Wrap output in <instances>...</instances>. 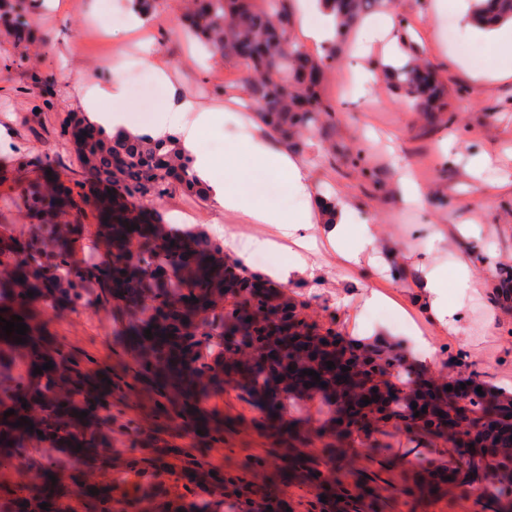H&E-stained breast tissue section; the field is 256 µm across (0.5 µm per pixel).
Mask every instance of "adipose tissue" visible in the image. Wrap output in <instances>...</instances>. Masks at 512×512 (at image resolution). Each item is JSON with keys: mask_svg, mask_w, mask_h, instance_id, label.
I'll list each match as a JSON object with an SVG mask.
<instances>
[{"mask_svg": "<svg viewBox=\"0 0 512 512\" xmlns=\"http://www.w3.org/2000/svg\"><path fill=\"white\" fill-rule=\"evenodd\" d=\"M126 96L125 85L116 79L105 87L92 86L81 106L94 121L114 133L155 140L177 137L181 146L191 154L199 181L208 186V196L213 205L240 213L253 224L282 225L285 235L293 238L300 247L315 245V226L308 203L309 173L289 156L286 149L272 140L262 124H255L253 133L242 140L240 152L250 170L282 178L288 184L302 201L297 210L273 208L247 191L227 189L216 179L215 172L223 167L224 162L199 148V134L205 129L221 127L227 118L226 113L199 106L172 89L160 110L146 121L133 109L125 107ZM422 288L437 319L448 326H455L458 312L471 288L467 266L459 265L449 271L433 269L423 281Z\"/></svg>", "mask_w": 512, "mask_h": 512, "instance_id": "adipose-tissue-1", "label": "adipose tissue"}]
</instances>
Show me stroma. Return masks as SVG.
Listing matches in <instances>:
<instances>
[{"label":"stroma","mask_w":512,"mask_h":512,"mask_svg":"<svg viewBox=\"0 0 512 512\" xmlns=\"http://www.w3.org/2000/svg\"><path fill=\"white\" fill-rule=\"evenodd\" d=\"M160 11L138 29L117 23L110 37L100 21L111 0H29L40 23L29 41L10 48L0 25V225L32 232L38 219L13 201L16 187L40 179L46 159H53L60 181L72 184L75 146L62 128L75 110L79 90L61 78L69 64L83 69L89 84L127 79L129 71L149 73L146 46L161 52L174 88L198 102L224 107L237 95L245 73L240 65L201 54L196 43L179 32V0H161ZM399 17L397 60L410 48L435 68L448 84L453 108L420 114L407 108L398 91L361 72L382 67V52L365 50L357 32L340 40L336 63L327 69L320 89L330 108L326 134H314L289 153L308 169L313 191L311 208L320 213L321 199L348 207L352 228L369 225L375 232L374 259L343 260L318 229L308 264L311 274L281 281L288 295L331 289L336 326L345 336L372 335L371 294L387 299L389 312L402 315L398 333L443 336L449 344L471 337L470 350L492 386L512 388V307L492 308L480 329L460 319L457 329L438 322L428 307L421 283L432 269L466 264L476 285L474 302H487L499 281L492 270L512 266V78L488 79L473 74L490 62L494 48L463 26L456 8H438L436 0H396ZM488 155L492 164L475 171V158ZM410 169L422 189L420 200L406 199L401 177ZM483 197H474L473 186ZM163 223L185 221L194 228L244 225L242 215L224 211L184 190L156 206ZM444 239L429 245L434 230ZM40 318H53L48 333L67 348L100 366L113 360L111 312L87 315L81 327L69 322L66 310L39 303Z\"/></svg>","instance_id":"stroma-1"}]
</instances>
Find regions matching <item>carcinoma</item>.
I'll list each match as a JSON object with an SVG mask.
<instances>
[{
	"mask_svg": "<svg viewBox=\"0 0 512 512\" xmlns=\"http://www.w3.org/2000/svg\"><path fill=\"white\" fill-rule=\"evenodd\" d=\"M259 2L258 7L254 0H205L198 10L196 0H187L184 32L243 67L245 98L282 142L296 147L303 133L319 130L328 112L318 87L326 61L335 59L336 43L322 58L308 56L291 39L287 0ZM320 3L334 16L342 38L393 0ZM0 19L15 48L38 25L33 18L18 25L15 0H0ZM470 20L479 29L512 20V0H475ZM425 67L416 56L399 68L382 67V80L399 88L416 111L446 112L448 88L434 72L421 78ZM81 128L93 129L95 136L77 139L84 180L76 186L89 182L100 190L111 260L73 258L82 230L67 223L75 207L72 188L56 184L53 174L20 187L19 201L41 224L36 239L11 237L0 248V317L11 321L19 315L28 327L23 344L15 342L17 334L0 331V472L22 466L53 475L56 483L44 496L29 497L15 482L0 480V512H89L71 494L70 482L97 462L99 449L108 446L105 428L115 424L133 437L124 457L132 474L151 477L147 485L134 482L124 489L122 512H418L441 492L451 500L477 497L480 512H512V397L494 394L461 354L449 357L456 376L435 383L398 342L339 337L329 324L305 323L302 309L274 288L273 280L226 258L221 243L195 232L167 234L150 209L153 201L175 189L207 195L190 155L175 139L112 134L84 114L73 116L66 131ZM49 241L54 248H46ZM91 284L94 304L110 310L124 329L115 338L116 366L97 372L96 386L87 393L86 373L94 368L45 334L30 304L45 298L79 311L89 305ZM217 290L228 297V306H212ZM295 323L307 324L308 334L289 331ZM254 340L285 344L288 355L250 354ZM338 347L354 357L336 361ZM22 360L27 371L18 375L15 367ZM328 361L335 367L327 368ZM47 362L53 368L43 369ZM344 366L354 371L357 388L342 402L338 386ZM62 368L71 386L63 413L54 401ZM304 370L316 371L320 381ZM200 376L206 385H196ZM406 380L414 381L407 392ZM228 386L259 409V429L277 444L265 455L241 454L233 472L214 467L208 456L209 449L224 447V430L233 420L221 409L202 406ZM307 398L326 403L321 419L303 415L300 404ZM365 399L370 404H363ZM129 404L148 421L122 419ZM33 405L41 410L33 428L13 426ZM10 409L14 414L4 416ZM82 411L84 418L78 416ZM393 426L435 447L440 457L466 456L474 466L461 464L449 477L434 457L403 464L381 439ZM40 431L81 463L69 480L58 478L59 464L47 465L31 452ZM316 446L322 448L319 457L310 452ZM348 448L370 454L373 467L359 468L343 458ZM395 467L400 482L384 499L380 490ZM288 486L310 487L313 497L293 501L284 496Z\"/></svg>",
	"mask_w": 512,
	"mask_h": 512,
	"instance_id": "cac0c4a2",
	"label": "carcinoma"
}]
</instances>
